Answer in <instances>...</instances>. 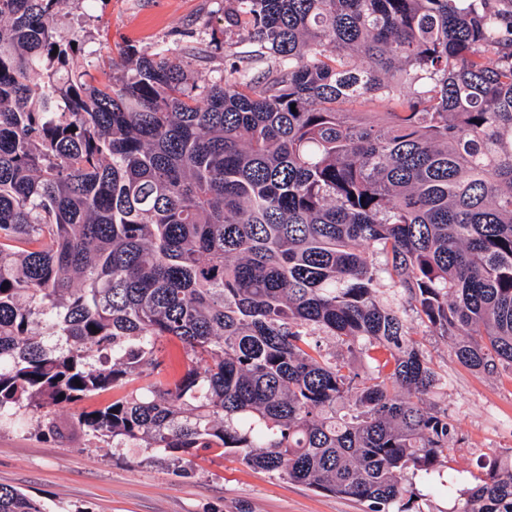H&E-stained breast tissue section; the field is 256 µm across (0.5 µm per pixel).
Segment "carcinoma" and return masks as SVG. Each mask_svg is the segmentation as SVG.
<instances>
[{
    "instance_id": "1",
    "label": "carcinoma",
    "mask_w": 512,
    "mask_h": 512,
    "mask_svg": "<svg viewBox=\"0 0 512 512\" xmlns=\"http://www.w3.org/2000/svg\"><path fill=\"white\" fill-rule=\"evenodd\" d=\"M65 2L0 0V424L25 407L56 433L52 408L161 373L165 338L182 373L81 430L366 512H512V454L440 478L444 377L378 288L462 366L512 370V0H233L224 27L273 65L200 83L131 44L98 80L57 37ZM0 512L58 510L0 486Z\"/></svg>"
}]
</instances>
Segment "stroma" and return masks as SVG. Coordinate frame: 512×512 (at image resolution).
<instances>
[{
  "mask_svg": "<svg viewBox=\"0 0 512 512\" xmlns=\"http://www.w3.org/2000/svg\"><path fill=\"white\" fill-rule=\"evenodd\" d=\"M228 0H66L56 21L61 38L79 34L85 51L131 44L145 54L168 45L195 80L221 76L225 65L253 48L246 32L224 29ZM427 358L445 375L437 396L456 421L459 440L448 457L463 483L481 475L489 451L512 452V371L478 374L452 355L448 338L427 333ZM107 390L53 410L61 435L43 432L23 409L0 427V486L91 512H363L358 501L320 493L287 478L249 468L234 454L194 459L188 474L170 459L130 445L115 448L79 430V413L123 397Z\"/></svg>",
  "mask_w": 512,
  "mask_h": 512,
  "instance_id": "1",
  "label": "stroma"
}]
</instances>
